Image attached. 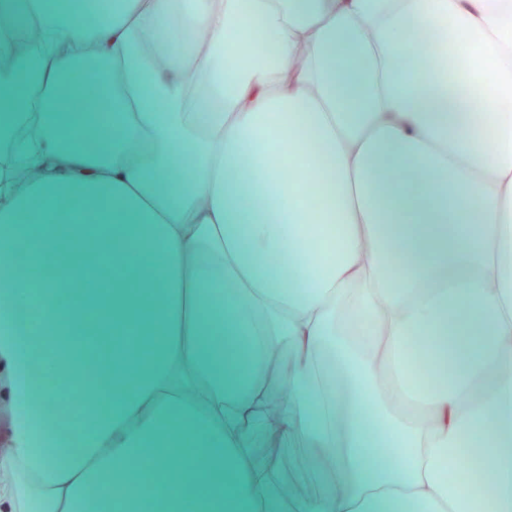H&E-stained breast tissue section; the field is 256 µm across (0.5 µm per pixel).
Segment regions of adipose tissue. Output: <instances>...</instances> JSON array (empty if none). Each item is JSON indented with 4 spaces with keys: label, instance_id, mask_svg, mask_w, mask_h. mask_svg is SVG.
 Returning a JSON list of instances; mask_svg holds the SVG:
<instances>
[{
    "label": "adipose tissue",
    "instance_id": "obj_1",
    "mask_svg": "<svg viewBox=\"0 0 512 512\" xmlns=\"http://www.w3.org/2000/svg\"><path fill=\"white\" fill-rule=\"evenodd\" d=\"M0 16V142L22 124L36 171L0 177V512H512V0ZM421 33L463 54L479 126L447 71L428 81ZM98 71L110 110L81 111ZM86 213L133 279L89 283ZM86 304L148 356L88 373ZM49 372L79 382L74 427ZM275 391L270 439L302 445L317 496L284 498L254 453Z\"/></svg>",
    "mask_w": 512,
    "mask_h": 512
}]
</instances>
